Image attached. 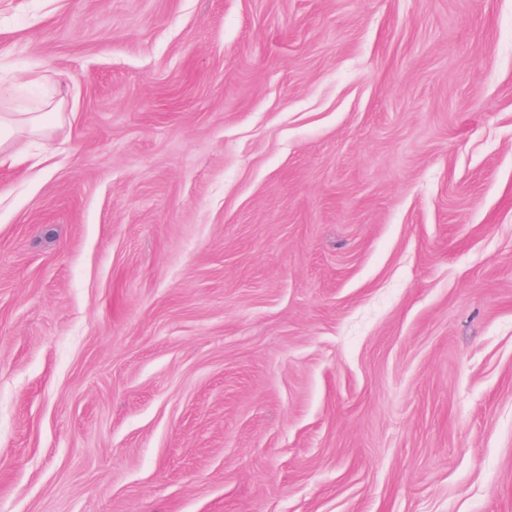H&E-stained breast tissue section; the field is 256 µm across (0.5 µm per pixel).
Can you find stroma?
Here are the masks:
<instances>
[{"label": "stroma", "instance_id": "obj_1", "mask_svg": "<svg viewBox=\"0 0 512 512\" xmlns=\"http://www.w3.org/2000/svg\"><path fill=\"white\" fill-rule=\"evenodd\" d=\"M0 87V512H512V0H0ZM28 135L44 134L45 126L37 112H5L0 115V155L21 156L26 152L25 136L18 135L22 131Z\"/></svg>", "mask_w": 512, "mask_h": 512}]
</instances>
